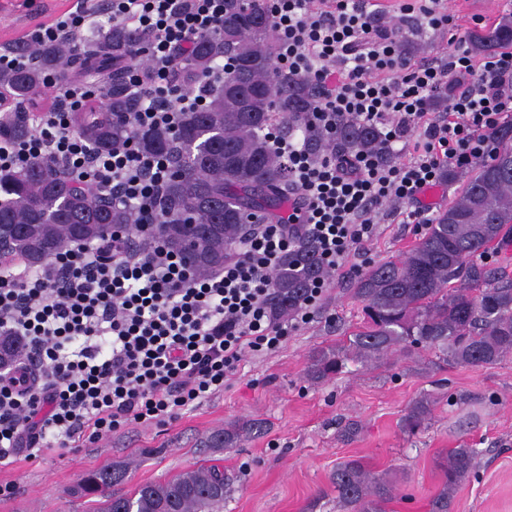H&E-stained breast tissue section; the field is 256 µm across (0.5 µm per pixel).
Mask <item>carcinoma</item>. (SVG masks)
I'll return each instance as SVG.
<instances>
[{
  "label": "carcinoma",
  "instance_id": "carcinoma-1",
  "mask_svg": "<svg viewBox=\"0 0 512 512\" xmlns=\"http://www.w3.org/2000/svg\"><path fill=\"white\" fill-rule=\"evenodd\" d=\"M246 24L222 27L199 38L181 62L177 80L189 88L198 74L220 56L230 60L224 87L194 112H185L179 129L130 133L114 116L130 112L139 102L126 81L133 50L151 35L123 25L99 31L97 44L108 49L93 70L107 75L112 86L108 101L88 102L73 114L79 134L99 151H108L131 136L138 147L169 158L173 172L163 188V207L173 221L157 232L172 250L183 254L195 271L208 275L224 267L239 234L249 224L273 221L288 196V170L267 147L262 131L274 121L297 123L310 111L311 84L277 69L273 23L260 0H225L224 21L242 10ZM476 55L495 48H512V19L480 33L470 43ZM34 63L0 74V92L23 103L49 73L65 75L85 70L81 57L60 45L37 50L24 43L13 47ZM26 110L14 109L0 118V139L32 135ZM373 126L350 121L337 144L343 153L378 147ZM497 155L512 152V122L495 138ZM130 223L112 193L78 187L42 161L17 171L0 173V232L10 236L9 256L37 267L77 239L98 240L112 228ZM512 246V170L498 159L478 168L438 221L401 256L379 263L353 288L362 306V320L346 343L317 353L309 375L322 380L342 371L354 357L378 361L402 351L428 350L446 365H492L512 354V271L489 268L474 257ZM322 264L305 240L286 254L273 275L270 309L275 316L291 314ZM431 402L413 401L401 418V429L415 434L427 423ZM262 425L249 420L213 433L211 448H233ZM477 450L453 448L437 460L441 485L431 512H451L457 487L471 473ZM120 466L86 475L80 491L96 504L91 512H223L231 479L219 465L200 466L172 478L136 485L115 496L112 486L125 481ZM339 501L348 512H385L392 487L367 470L358 459L339 463L332 474Z\"/></svg>",
  "mask_w": 512,
  "mask_h": 512
}]
</instances>
